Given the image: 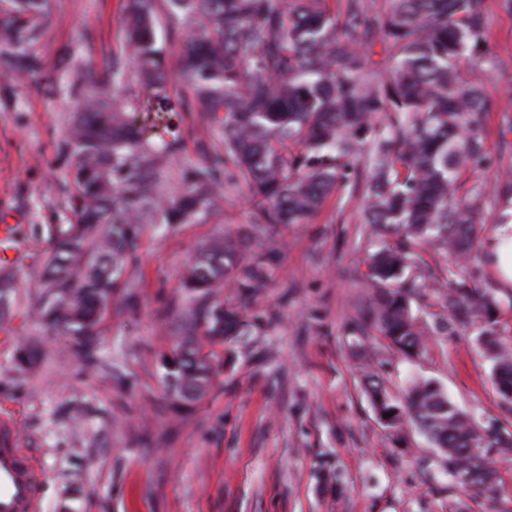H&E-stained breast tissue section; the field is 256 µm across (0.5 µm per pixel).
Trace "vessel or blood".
<instances>
[{
    "label": "vessel or blood",
    "instance_id": "1",
    "mask_svg": "<svg viewBox=\"0 0 512 512\" xmlns=\"http://www.w3.org/2000/svg\"><path fill=\"white\" fill-rule=\"evenodd\" d=\"M46 472L24 448L17 425L0 412V512H43Z\"/></svg>",
    "mask_w": 512,
    "mask_h": 512
}]
</instances>
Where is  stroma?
<instances>
[{"label": "stroma", "mask_w": 512, "mask_h": 512, "mask_svg": "<svg viewBox=\"0 0 512 512\" xmlns=\"http://www.w3.org/2000/svg\"><path fill=\"white\" fill-rule=\"evenodd\" d=\"M126 7V0H46L28 46L39 69L0 77V225L14 231L0 270L20 284L0 318V405L14 409L21 438L46 469L45 512H448L458 491L422 433L378 421L362 359L399 398L410 381L428 377L463 408L511 431L512 408L495 389L475 329L448 328L435 281L444 257L428 254L426 268L411 273L424 284L413 310L436 326L422 355L398 354L376 331H362L373 285L360 191L337 189L308 223L272 227L239 183L226 192L221 215L168 231L146 225L103 314L97 361L36 319L50 230L73 220L71 161L61 146L79 110L75 90L107 75L123 46ZM483 44L484 62H463L461 71L494 101L481 126L491 165L470 169L461 193L478 202L475 282L495 295L498 330L512 337V285L490 254L498 226L512 222V202L493 192L512 173V0H486ZM107 91L152 140L181 139L168 163V189L177 192L182 169L204 160L197 114L160 111L130 60ZM227 232L278 253V268L255 298L221 289L226 308L244 311L243 324L212 344L207 393L178 408L164 361L186 296L181 271ZM32 339L43 345L38 368L12 376Z\"/></svg>", "instance_id": "35a3bbf8"}]
</instances>
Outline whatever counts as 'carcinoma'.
Returning <instances> with one entry per match:
<instances>
[{"label": "carcinoma", "instance_id": "carcinoma-1", "mask_svg": "<svg viewBox=\"0 0 512 512\" xmlns=\"http://www.w3.org/2000/svg\"><path fill=\"white\" fill-rule=\"evenodd\" d=\"M170 38L195 24L180 58L191 96L179 101L211 131L224 134V157L183 171L179 192L167 196L168 161L177 139L153 147L144 129L105 98L100 82L77 90L80 110L62 150L73 157L69 205L75 220L51 236V252L33 310L66 333L80 352L98 345L97 327L112 299L114 276L145 224H189L223 211L224 186L244 181L264 224H303L328 195L373 156L363 183L366 223L378 243L368 258L374 282L364 322L389 346L416 356L431 327L412 302L418 285L408 272L430 249L448 256V327L480 323L475 341L501 399L512 403V345L497 330L498 303L469 273L474 204L458 197L468 169L484 160L478 124L493 108L483 88L460 82L463 59L481 56L485 0H385L370 17L360 0H347L344 18H332L323 0H165ZM43 0H15L18 17L43 13ZM157 0H129L124 56L112 60V78L124 75V57L137 60L141 79L162 108L171 93L156 37ZM33 29L0 23V68L22 77L37 67L25 51ZM396 50L383 82L364 80L365 49L378 39ZM384 114L388 130L374 118ZM401 243L393 246L390 236ZM279 256L243 235L226 234L185 268L188 291L167 381L174 399L192 401L208 390L214 364L202 340L221 341L242 314L215 299L228 279L244 295L258 294ZM17 282L0 271V316L10 312ZM365 388L380 423L419 428L443 461L448 484L471 492L486 512H512L500 496L501 468L512 466V432L490 430L457 406L433 379H416L402 400L372 370ZM391 417L386 418L384 414Z\"/></svg>", "mask_w": 512, "mask_h": 512}]
</instances>
